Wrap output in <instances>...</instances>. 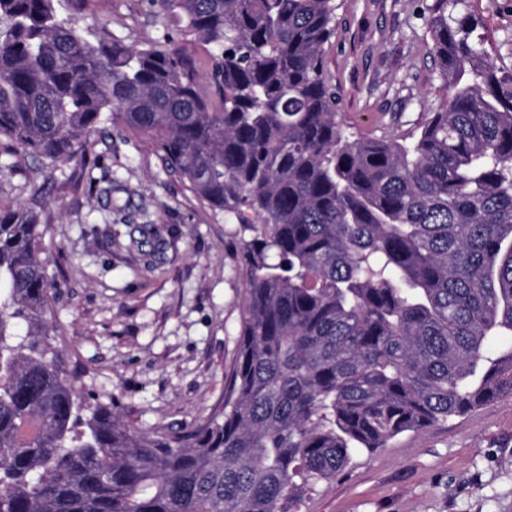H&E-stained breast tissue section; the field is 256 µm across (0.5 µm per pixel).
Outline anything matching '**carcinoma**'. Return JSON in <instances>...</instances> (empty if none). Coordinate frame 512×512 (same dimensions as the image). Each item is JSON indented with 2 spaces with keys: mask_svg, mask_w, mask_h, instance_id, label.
<instances>
[{
  "mask_svg": "<svg viewBox=\"0 0 512 512\" xmlns=\"http://www.w3.org/2000/svg\"><path fill=\"white\" fill-rule=\"evenodd\" d=\"M57 2L0 0V140L53 168L119 120L253 236L224 411L147 433L79 394L38 215L0 209V512H291L353 454L512 397V343L485 350L512 335V70L468 0L433 9L446 97L408 142L344 134L334 0H149L201 59Z\"/></svg>",
  "mask_w": 512,
  "mask_h": 512,
  "instance_id": "cac0c4a2",
  "label": "carcinoma"
}]
</instances>
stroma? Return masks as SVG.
Listing matches in <instances>:
<instances>
[{"mask_svg":"<svg viewBox=\"0 0 512 512\" xmlns=\"http://www.w3.org/2000/svg\"><path fill=\"white\" fill-rule=\"evenodd\" d=\"M436 0H335L324 67L345 131L414 132L445 97L427 20ZM497 65L512 68V0H470ZM81 28L141 46L184 36L148 0H93ZM86 167L0 155V209L40 215L39 258L57 286L52 343L77 385L145 432H181L224 408L246 282V236L121 123L89 139ZM294 512H512V399L388 447L306 485Z\"/></svg>","mask_w":512,"mask_h":512,"instance_id":"1","label":"stroma"}]
</instances>
